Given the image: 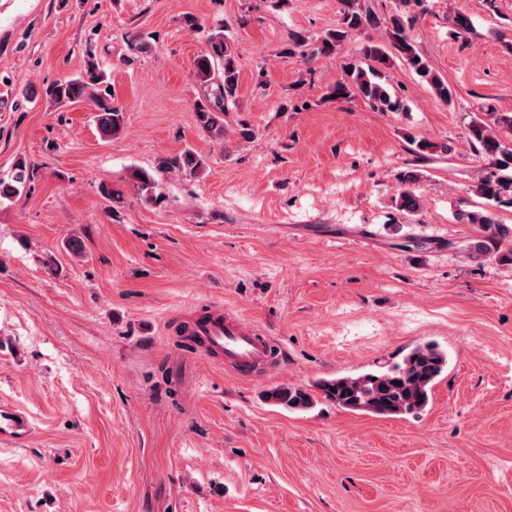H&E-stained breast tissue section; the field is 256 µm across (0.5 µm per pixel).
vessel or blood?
Masks as SVG:
<instances>
[{
	"label": "vessel or blood",
	"mask_w": 512,
	"mask_h": 512,
	"mask_svg": "<svg viewBox=\"0 0 512 512\" xmlns=\"http://www.w3.org/2000/svg\"><path fill=\"white\" fill-rule=\"evenodd\" d=\"M193 332L202 346L224 356L227 368L246 373L263 362L269 353L267 339L240 319L220 313L204 312L197 318ZM30 430L28 419L13 410L0 409V437L17 438Z\"/></svg>",
	"instance_id": "b4317fda"
}]
</instances>
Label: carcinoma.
I'll list each match as a JSON object with an SVG mask.
<instances>
[{"label":"carcinoma","instance_id":"cac0c4a2","mask_svg":"<svg viewBox=\"0 0 512 512\" xmlns=\"http://www.w3.org/2000/svg\"><path fill=\"white\" fill-rule=\"evenodd\" d=\"M344 9L340 24L327 33L318 47L310 50V40L300 34L291 35L293 50L306 59L315 55L329 56L336 53L345 40L354 32L380 23L375 14L362 8L357 0H342ZM387 38L391 46L434 93L443 101L452 99L448 84L433 69L430 61L421 55L405 32L402 19L390 17L387 21ZM364 57L371 64L349 63L344 67L347 79L336 83V97L360 96L372 106L384 111H396L401 101L392 98L388 86L382 82L383 68L389 66L391 57L386 48L369 45L364 48ZM196 81L213 100L212 107L198 109L201 128L213 139L224 137L225 106L236 98L239 86V68L233 40L219 29L208 38L204 51L194 62ZM109 84L106 73L97 63L90 61L85 71L75 77L58 80L47 86L45 93L60 102H75L95 91L99 112L95 121L99 132L107 137L117 133L123 124L124 115L108 105L105 97ZM472 145L480 146L484 154L495 159L497 171L481 178L475 185L476 194L488 201L512 207V113L487 112L472 120L468 128ZM180 169L184 175L196 178L205 170V158L192 150L174 159H161L154 172L140 171L136 174L139 195L150 204L161 202L163 184L160 177L171 168ZM33 169L25 162L14 165L10 175L0 178V201L18 196L27 186ZM402 189L398 195L399 207L414 212L421 206V196L416 192L419 177L412 171L399 174ZM465 223L479 227L481 236L470 246L473 258H494L512 263V248L503 244L512 239V229L500 223L494 212L467 213ZM448 363L447 353L433 343L412 348L402 359L382 372H366L321 379L314 384L322 398L350 412H363L376 416H403L424 411L432 400L436 380ZM317 394L294 386H277L265 393L273 404L288 410H302L316 403Z\"/></svg>","mask_w":512,"mask_h":512}]
</instances>
